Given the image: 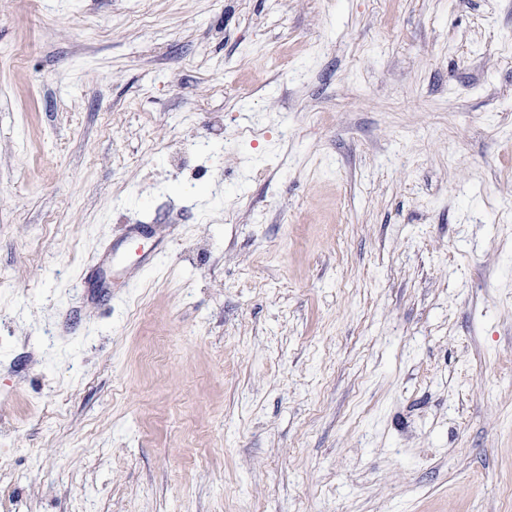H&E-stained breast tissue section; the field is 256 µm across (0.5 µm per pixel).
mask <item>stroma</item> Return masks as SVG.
<instances>
[{
	"instance_id": "stroma-1",
	"label": "stroma",
	"mask_w": 512,
	"mask_h": 512,
	"mask_svg": "<svg viewBox=\"0 0 512 512\" xmlns=\"http://www.w3.org/2000/svg\"><path fill=\"white\" fill-rule=\"evenodd\" d=\"M0 512H512V0H0Z\"/></svg>"
}]
</instances>
